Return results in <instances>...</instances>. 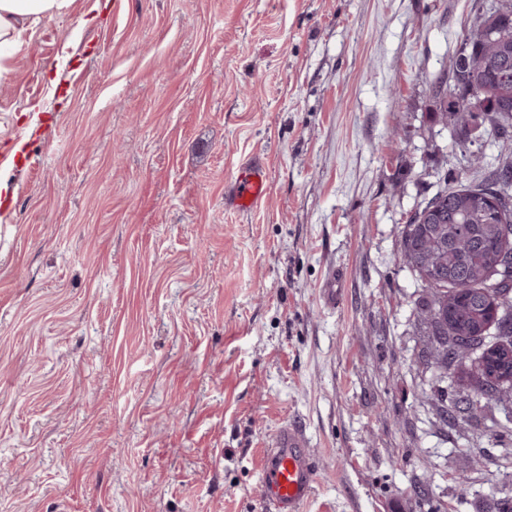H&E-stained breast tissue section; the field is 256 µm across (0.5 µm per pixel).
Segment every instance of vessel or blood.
I'll return each instance as SVG.
<instances>
[{
    "label": "vessel or blood",
    "mask_w": 512,
    "mask_h": 512,
    "mask_svg": "<svg viewBox=\"0 0 512 512\" xmlns=\"http://www.w3.org/2000/svg\"><path fill=\"white\" fill-rule=\"evenodd\" d=\"M269 191L267 165L253 157L242 163L225 186L227 204L242 214L257 210ZM302 430L294 424L279 428L261 461L263 496L274 512H301L317 480V468L305 451Z\"/></svg>",
    "instance_id": "vessel-or-blood-1"
}]
</instances>
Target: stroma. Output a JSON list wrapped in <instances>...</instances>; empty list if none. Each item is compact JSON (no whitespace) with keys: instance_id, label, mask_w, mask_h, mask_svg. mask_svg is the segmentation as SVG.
Masks as SVG:
<instances>
[{"instance_id":"1","label":"stroma","mask_w":512,"mask_h":512,"mask_svg":"<svg viewBox=\"0 0 512 512\" xmlns=\"http://www.w3.org/2000/svg\"><path fill=\"white\" fill-rule=\"evenodd\" d=\"M492 4L71 0L35 26L0 78V512H271L261 451L291 420L302 512H419L418 485L512 512V405L435 420L399 262L467 166L432 86ZM254 155L270 193L240 214ZM269 191L267 165L252 157L238 167L237 175L224 187L227 204L242 214L257 210Z\"/></svg>"}]
</instances>
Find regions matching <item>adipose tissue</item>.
Wrapping results in <instances>:
<instances>
[{
    "label": "adipose tissue",
    "instance_id": "adipose-tissue-1",
    "mask_svg": "<svg viewBox=\"0 0 512 512\" xmlns=\"http://www.w3.org/2000/svg\"><path fill=\"white\" fill-rule=\"evenodd\" d=\"M69 0H0V75L7 58L22 51L30 30L64 9Z\"/></svg>",
    "mask_w": 512,
    "mask_h": 512
}]
</instances>
